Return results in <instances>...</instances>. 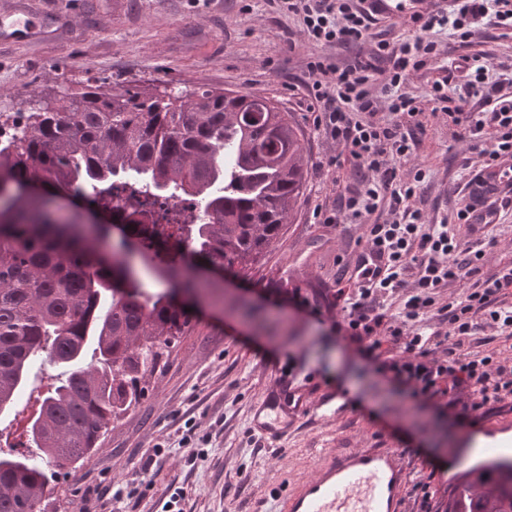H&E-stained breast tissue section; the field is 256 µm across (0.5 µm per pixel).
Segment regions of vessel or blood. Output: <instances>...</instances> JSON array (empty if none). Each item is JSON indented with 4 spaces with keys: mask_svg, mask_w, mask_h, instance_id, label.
<instances>
[{
    "mask_svg": "<svg viewBox=\"0 0 512 512\" xmlns=\"http://www.w3.org/2000/svg\"><path fill=\"white\" fill-rule=\"evenodd\" d=\"M432 0H365L373 15L380 18L410 16L423 12ZM481 202L479 213H487L491 201L512 198V161L479 171L472 184ZM295 389L282 385L279 397L258 403L253 428L269 440H277L285 421L300 419L313 411L336 414L348 399L347 392L319 404L295 397ZM494 431L501 440L483 441L464 448L463 455L472 465H490L512 459V440L505 434L510 423H497ZM407 482V471L394 448H366L344 453L320 465L315 474L297 486L272 489L275 500L271 512H401V494Z\"/></svg>",
    "mask_w": 512,
    "mask_h": 512,
    "instance_id": "b4317fda",
    "label": "vessel or blood"
}]
</instances>
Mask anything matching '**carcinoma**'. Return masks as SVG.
I'll return each instance as SVG.
<instances>
[{"label":"carcinoma","instance_id":"1","mask_svg":"<svg viewBox=\"0 0 512 512\" xmlns=\"http://www.w3.org/2000/svg\"><path fill=\"white\" fill-rule=\"evenodd\" d=\"M126 178L134 213L154 197L196 198L199 224L169 222L144 245L128 228L101 256L112 177ZM305 182L294 122L254 92L189 93L86 86L43 102L0 139V413L29 386L35 362L68 367L28 426L27 444L0 447V512H32L62 470L78 464L138 404L161 351L184 335L188 301L218 287L206 271L245 274L289 221ZM150 257L149 293L124 261ZM112 291L111 302L102 292ZM445 512H512V460L463 471Z\"/></svg>","mask_w":512,"mask_h":512}]
</instances>
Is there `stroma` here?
<instances>
[{"mask_svg":"<svg viewBox=\"0 0 512 512\" xmlns=\"http://www.w3.org/2000/svg\"><path fill=\"white\" fill-rule=\"evenodd\" d=\"M25 6L48 19L34 39L0 38V114L27 116L42 102L59 104L76 89L106 91L147 85L180 93L241 90L273 99L299 127L307 161L305 184L280 236L244 275L224 278L223 298H209L149 378L147 393L118 420L83 464L51 483L37 512H161L180 492L179 512H264L271 488L312 476L320 456L359 448H395L409 482L434 477L436 502L448 499V453L491 421L512 422V399L486 413L411 405L406 386L389 382L374 364L337 337L330 310L310 314L317 293L352 272L364 245V224H326L325 210L356 176L351 164L331 166L339 147L316 128L305 97L306 63L314 46L300 35L298 16L272 11L265 0H0V16ZM386 32L398 43L416 33L411 19H378L357 47L334 46L344 62L368 52ZM438 64L410 73L401 90L425 112L424 132L401 174L426 178L415 200L432 223L454 219L464 185L481 160L468 137L454 135L448 116L432 115L429 94L442 67L462 55L483 57L512 97V30L479 26L466 41L443 31ZM297 360V382L311 403L350 390L346 410L310 414L286 438L264 442L251 427L255 403L275 390L284 355ZM62 367L46 366L43 383L0 413V439L19 443L38 397ZM169 452L158 463L156 446ZM102 500L85 501L87 487ZM129 491L113 504L112 490Z\"/></svg>","mask_w":512,"mask_h":512,"instance_id":"1","label":"stroma"}]
</instances>
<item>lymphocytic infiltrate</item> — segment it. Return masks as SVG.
<instances>
[{"instance_id": "lymphocytic-infiltrate-1", "label": "lymphocytic infiltrate", "mask_w": 512, "mask_h": 512, "mask_svg": "<svg viewBox=\"0 0 512 512\" xmlns=\"http://www.w3.org/2000/svg\"><path fill=\"white\" fill-rule=\"evenodd\" d=\"M277 11L301 19L300 33L320 47L346 46L361 40L373 18L360 0H268ZM453 10L439 9L418 15L421 36L392 43L377 40L368 56L354 57L337 66L325 55L307 63L306 89L319 107L316 127L343 148L346 161L360 174L346 185L324 221L357 222L376 211L383 222L366 227L365 244L358 253L351 288L326 296L328 307L344 313L336 332L356 344L363 357L378 361L379 370L411 389L416 402L447 404L466 393L471 412L512 398V366L499 349L470 353L479 331L490 329L512 337V261L484 274L486 244L461 246L449 224H431L414 198L425 178L400 176L398 161L411 157L421 129L422 110L414 98L401 93L406 76L426 68L440 57L434 33L444 28L473 35L478 24L512 27V0H453ZM456 72L464 82L450 88L448 79L431 86L434 103L453 102L454 125L464 128L479 146L484 166L512 157V103L503 101L502 88L480 57L457 59ZM488 104L485 112L468 111L471 99ZM470 280L465 296L440 305L438 289ZM414 286L407 295L400 319L389 316L385 303L406 281Z\"/></svg>"}]
</instances>
